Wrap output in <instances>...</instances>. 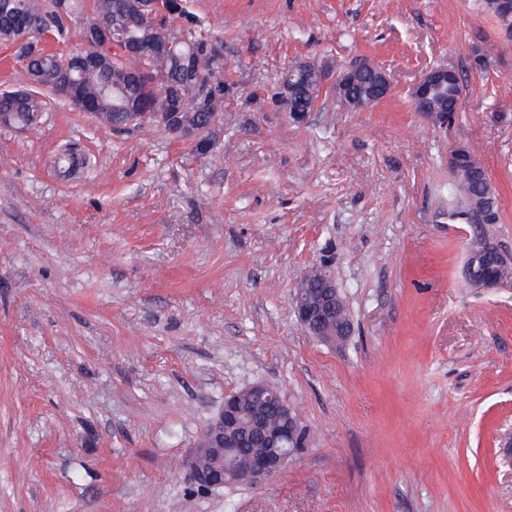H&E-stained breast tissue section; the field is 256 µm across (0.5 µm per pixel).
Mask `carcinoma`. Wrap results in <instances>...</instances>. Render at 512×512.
Masks as SVG:
<instances>
[{"label": "carcinoma", "mask_w": 512, "mask_h": 512, "mask_svg": "<svg viewBox=\"0 0 512 512\" xmlns=\"http://www.w3.org/2000/svg\"><path fill=\"white\" fill-rule=\"evenodd\" d=\"M168 1L173 2L169 19L179 21L187 29L197 26L198 20L188 10L186 0H162ZM483 7L496 19L501 34L512 40V14L498 10L496 0H483ZM83 15L82 0H0V41L16 44L23 26L33 33V39L16 49L14 56L35 54L26 72L29 80L37 83V90L19 99L0 96L4 127L38 125L45 112L39 90L55 92L52 80L61 72H70L81 97L103 124L111 128L118 124L124 129L154 122L165 126V114L178 112L183 124L197 131L195 150H205L212 130L222 120L224 106V59L206 54L212 40L191 36L178 41L172 55L154 59L153 49L159 37L156 29L140 24L119 0H93L92 17L88 21L106 18L129 47L118 43L116 52L101 55L95 66L80 71L72 65V54L47 51L38 39L43 35L66 36L74 19ZM197 54L204 56V61L199 72L191 77L184 63L187 57ZM318 94L317 88L302 83L280 106L287 112H310ZM451 171L453 191L462 197L463 208L448 212L449 219L472 224L481 211L499 217L494 190L476 177L468 164L453 167ZM350 323L348 309L343 304L328 319H313L307 332L324 343L334 344L342 336H331L329 332H341Z\"/></svg>", "instance_id": "carcinoma-1"}]
</instances>
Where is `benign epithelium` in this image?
<instances>
[{
  "label": "benign epithelium",
  "instance_id": "7a95c632",
  "mask_svg": "<svg viewBox=\"0 0 512 512\" xmlns=\"http://www.w3.org/2000/svg\"><path fill=\"white\" fill-rule=\"evenodd\" d=\"M138 13L146 24L154 26L164 22V12L158 10L160 0H137ZM86 31L84 47L79 51L76 63L80 67L95 65L100 48L113 43L117 35L103 20L97 18L83 26ZM373 76V87L365 94L349 98L346 105L349 109L362 112L371 108L375 103L385 98L391 91V81L388 74L378 65L367 59H360L348 67L336 78L331 90L336 92L344 87H353L365 77ZM448 87V69H429L411 88V100L415 111L429 112L434 101L445 97ZM58 95L68 99L80 107L85 102L77 93V83L71 74L58 78L56 83ZM512 259V255L499 247L479 249L470 252L465 264L464 273L469 281H476L480 288L500 289L509 284L493 277L475 279L476 266L491 265L496 262ZM341 301L336 288V282L331 273H326L321 286L311 287L309 275H304L295 300V314L301 325L305 326L311 319L334 309ZM251 395L250 431L257 450L237 447V442L231 434V428L243 414L239 394L235 393L224 398V407L215 420L204 431L197 448L191 457L192 474L195 483L207 489L222 487L224 484L249 483L258 484L281 471L293 456V451L286 449L285 441L292 434L296 424V415L283 398H278L277 416L281 426L273 429L268 424V401L275 395L273 386L266 383H255L246 388ZM212 448L223 450L224 457L239 454L243 462H223L219 468L202 465V458Z\"/></svg>",
  "mask_w": 512,
  "mask_h": 512
}]
</instances>
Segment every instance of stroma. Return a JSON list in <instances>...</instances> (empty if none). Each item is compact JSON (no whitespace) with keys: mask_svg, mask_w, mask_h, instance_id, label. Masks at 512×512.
Segmentation results:
<instances>
[{"mask_svg":"<svg viewBox=\"0 0 512 512\" xmlns=\"http://www.w3.org/2000/svg\"><path fill=\"white\" fill-rule=\"evenodd\" d=\"M222 49L209 152L46 97L0 129V512H512V289L470 287L452 148H472L512 252V40L481 0H187ZM366 58L364 112L322 91L293 121L288 68ZM463 75L448 128L415 111ZM85 158L58 175L54 155ZM327 266L339 345L294 314ZM277 387L307 432L259 485L204 490L185 461L225 396ZM448 72L457 73L453 70L446 68H432L429 69L411 88V100L415 111L426 112L434 118L439 124L448 126V120L450 119L453 112H441V107L437 108L436 112H428L430 106L434 101L446 98L445 88L448 87V109L454 103H457L461 95V84H458L456 80L448 83Z\"/></svg>","mask_w":512,"mask_h":512,"instance_id":"obj_1","label":"stroma"}]
</instances>
